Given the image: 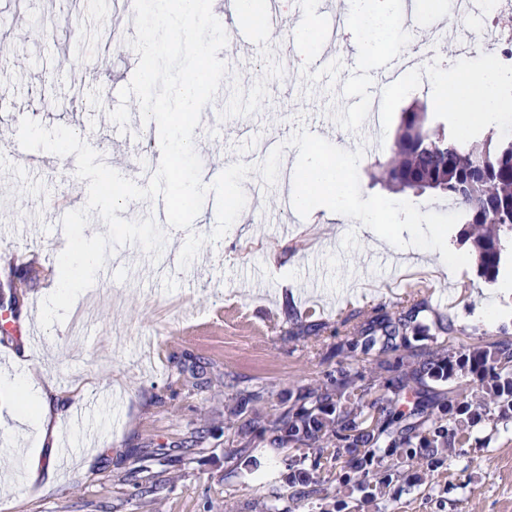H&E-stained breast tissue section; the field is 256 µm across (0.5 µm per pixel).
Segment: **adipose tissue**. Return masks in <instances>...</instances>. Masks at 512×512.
Instances as JSON below:
<instances>
[{"label": "adipose tissue", "instance_id": "obj_1", "mask_svg": "<svg viewBox=\"0 0 512 512\" xmlns=\"http://www.w3.org/2000/svg\"><path fill=\"white\" fill-rule=\"evenodd\" d=\"M351 24L367 30L370 40L362 46L370 51L373 44L384 45L393 53L403 51V42L399 33L404 19L395 8L393 0H349ZM423 80L432 99L438 103H457L468 99L479 100L480 111L469 113L468 118L477 124L490 126L499 123L506 112L512 111V100L504 90L512 83V74H506L494 66H483L470 84H463L458 66L434 71L424 70ZM64 251L71 258L70 265L55 271L47 289L57 301L76 300L84 281L90 279L100 264L96 248L77 232H69Z\"/></svg>", "mask_w": 512, "mask_h": 512}]
</instances>
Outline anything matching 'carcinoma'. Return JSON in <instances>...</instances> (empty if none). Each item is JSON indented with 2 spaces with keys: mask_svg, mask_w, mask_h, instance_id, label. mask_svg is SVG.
<instances>
[{
  "mask_svg": "<svg viewBox=\"0 0 512 512\" xmlns=\"http://www.w3.org/2000/svg\"><path fill=\"white\" fill-rule=\"evenodd\" d=\"M375 167L373 178L386 186L448 195L466 224L459 242L469 245L480 276L497 279L512 247V141L491 132L466 141L446 131L443 113L416 105L404 112L391 156ZM421 293L410 292L390 310H354L334 330V355L370 360L371 377L343 368L321 380L312 376L288 391L280 411L267 420L271 443L288 450V476L275 498L292 501L305 494L297 486L322 470L337 477L344 494L357 492L363 503L376 505L400 477L384 458L418 459L414 482L423 484L434 478L443 458L470 446L475 427L512 421V337L456 346L452 336L460 329L453 322L433 328L419 319L428 309ZM324 330L295 319L283 339L294 348L315 349L325 343ZM459 376L470 382L446 392L430 386ZM268 401L263 390H240L227 406L229 427L240 439L236 454L248 473L260 466L245 452ZM377 448L384 454L376 455ZM309 451L314 457L307 471L301 465ZM168 457L163 447L131 454L124 480L160 503L163 486L147 475L143 462Z\"/></svg>",
  "mask_w": 512,
  "mask_h": 512,
  "instance_id": "cac0c4a2",
  "label": "carcinoma"
}]
</instances>
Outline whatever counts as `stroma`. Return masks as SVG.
<instances>
[{
  "label": "stroma",
  "mask_w": 512,
  "mask_h": 512,
  "mask_svg": "<svg viewBox=\"0 0 512 512\" xmlns=\"http://www.w3.org/2000/svg\"><path fill=\"white\" fill-rule=\"evenodd\" d=\"M72 12L82 19L79 40L60 27L61 15ZM107 14L121 40L134 37L133 17L114 12L113 0H27L19 15L0 0V34L26 62L10 65L8 78L0 80V100L7 104L0 110V294L16 295L14 315L30 320L35 336L30 344L0 338V372L27 363L64 397L50 419L58 435L44 438L36 423L10 415L25 396L0 388V512H262L284 482L287 453L271 448L268 437L257 438L251 454L263 470L247 478L232 473L225 403L234 390L262 386L274 410L306 375L337 367L336 360L322 361L305 348L289 349L277 327L305 316L335 329L352 308L392 305L408 283L425 285L433 316L464 325V317L490 299L492 285L475 265L451 271L440 252L424 259L405 247L393 254L378 248L360 224L341 233L301 217L292 204L296 149L289 146L276 182L266 185L250 173L240 217L220 240L204 244L187 268L177 260L187 232L166 229L159 261L136 245L117 248L89 289V308L55 307L50 322L35 323L41 291L63 249L48 211L65 194L83 207L88 188L75 175V155L40 167L37 152L14 150L21 120L73 129L107 165L137 182L140 161L151 154L136 100L128 102L130 138L112 140V87L135 72L132 53L114 49L110 69L99 77L85 65L101 58L98 26ZM302 17L327 49L321 81L297 70L298 43L246 22L227 28L228 42L218 54L227 75L200 123L196 152L203 166L220 172L237 161L258 163L260 139L292 136L318 116L330 128L329 142L349 150L363 146L361 112L332 91L346 79L357 58L352 42L363 33L340 32L338 23L347 17L342 0H306ZM427 98L425 87L411 82L381 101L375 149L358 165L362 196L407 200L423 212L451 211L446 195L400 191L371 179L375 162L391 152L403 112ZM12 271L25 277L15 289ZM464 327L454 343L512 336V315ZM180 362L194 370V387L178 382ZM196 427L207 435L189 460L152 469L165 487L158 509L119 482L132 449L178 447ZM392 465L403 478L387 502L365 507L355 494L341 512H512V422L476 428L470 448L431 482L408 483L417 461L396 457ZM333 503L322 493L276 502L279 512H331Z\"/></svg>",
  "instance_id": "35a3bbf8"
}]
</instances>
